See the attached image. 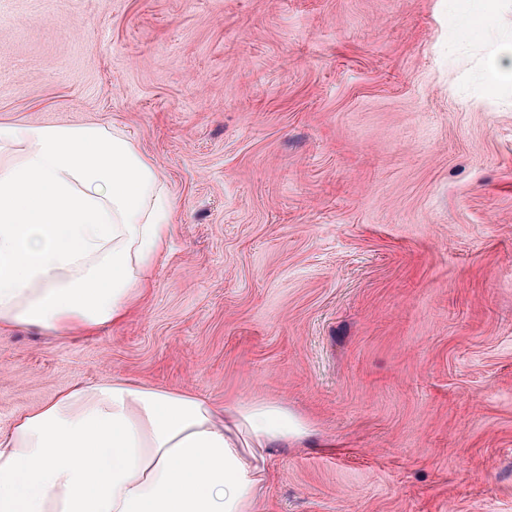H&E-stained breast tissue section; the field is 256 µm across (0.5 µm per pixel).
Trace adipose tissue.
Instances as JSON below:
<instances>
[{
	"instance_id": "obj_1",
	"label": "adipose tissue",
	"mask_w": 512,
	"mask_h": 512,
	"mask_svg": "<svg viewBox=\"0 0 512 512\" xmlns=\"http://www.w3.org/2000/svg\"><path fill=\"white\" fill-rule=\"evenodd\" d=\"M170 220L155 165L112 126L0 124V329L121 323ZM310 435L279 402L77 385L0 434V512H251L271 449Z\"/></svg>"
}]
</instances>
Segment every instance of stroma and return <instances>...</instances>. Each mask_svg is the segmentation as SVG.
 Listing matches in <instances>:
<instances>
[{"mask_svg": "<svg viewBox=\"0 0 512 512\" xmlns=\"http://www.w3.org/2000/svg\"><path fill=\"white\" fill-rule=\"evenodd\" d=\"M512 0H0V123H109L169 249L120 325L0 332V432L78 383L279 401L260 512H512Z\"/></svg>", "mask_w": 512, "mask_h": 512, "instance_id": "stroma-1", "label": "stroma"}]
</instances>
